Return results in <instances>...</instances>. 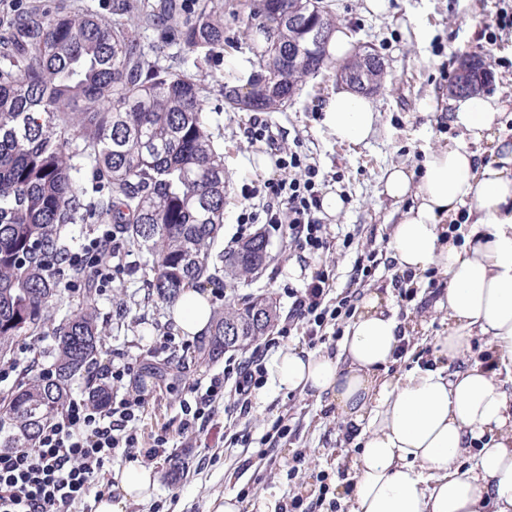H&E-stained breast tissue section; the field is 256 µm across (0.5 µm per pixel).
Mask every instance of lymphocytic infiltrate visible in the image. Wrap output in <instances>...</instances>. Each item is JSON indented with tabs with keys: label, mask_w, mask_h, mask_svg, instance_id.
<instances>
[{
	"label": "lymphocytic infiltrate",
	"mask_w": 512,
	"mask_h": 512,
	"mask_svg": "<svg viewBox=\"0 0 512 512\" xmlns=\"http://www.w3.org/2000/svg\"><path fill=\"white\" fill-rule=\"evenodd\" d=\"M276 165L285 175L258 184L255 192L267 204L262 210L241 213L239 240L249 238L252 225L268 224L284 228L289 241L309 254L329 249L330 227L317 217L321 209L317 166L293 150L280 153ZM330 279V271L321 270L304 287H287V322L265 336L248 357L229 356L223 372L193 386L176 432H196L213 420L223 404L247 416L253 396L267 382L266 357L271 349L297 331L309 346H317L324 342L330 322L350 318L353 293L330 300ZM143 406L141 398L124 397L94 407L82 395H74L61 413L47 421L35 447L0 451V512H68L88 495L105 494L100 477L115 458L150 464L166 456L173 435L169 431L156 434L147 447L139 440L135 423Z\"/></svg>",
	"instance_id": "1"
}]
</instances>
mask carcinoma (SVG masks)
<instances>
[{"label":"carcinoma","mask_w":512,"mask_h":512,"mask_svg":"<svg viewBox=\"0 0 512 512\" xmlns=\"http://www.w3.org/2000/svg\"><path fill=\"white\" fill-rule=\"evenodd\" d=\"M299 5L244 0L238 18L248 66L209 83L188 64L224 54V0H116L110 24L88 10L39 3L14 20L0 51V363L12 360L23 336L50 333L55 346L51 362L36 363L20 388L0 393L1 448L34 447L79 378L92 404L109 398L89 377L105 354L95 272L70 260L63 228L111 225L162 305L221 271L233 288L267 263L269 240L259 231L215 251L224 157L206 103L216 92L231 110L276 112L298 82L327 65L326 45L300 43L295 29L330 32L333 11L315 17ZM129 14L141 30L128 29ZM246 85L247 101L238 94ZM272 306L253 297L213 309L195 356L213 362L264 335L274 323L254 317ZM229 327L236 329L231 342Z\"/></svg>","instance_id":"obj_1"}]
</instances>
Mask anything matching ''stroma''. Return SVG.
I'll use <instances>...</instances> for the list:
<instances>
[{
    "mask_svg": "<svg viewBox=\"0 0 512 512\" xmlns=\"http://www.w3.org/2000/svg\"><path fill=\"white\" fill-rule=\"evenodd\" d=\"M498 4L499 0H386L384 11L374 14L366 9L364 0H332L336 24L352 35L354 50L374 48L387 71L384 84L371 95L380 114L377 132L360 145L340 142L322 122L323 105L339 87L331 66L304 78L299 94L277 112H220L217 99L208 100V107L214 110L217 145L224 154L226 204L221 248H230L234 242L243 209L262 207L263 198L251 194L253 186L278 173L274 166L258 169V156L272 158L288 148L308 155L320 170L322 188L340 190L347 201L340 216L320 218L321 223L330 224L334 236L329 250L314 257L291 249L283 233L267 230L268 264L256 277L239 283L235 291L212 294L213 306L236 297L263 295L276 303L279 316H286L284 286L303 287L317 270L325 268L333 274V293L345 291L361 246L380 259L365 289L382 290L391 285L396 271L385 262L387 240L401 206L381 195L380 180L392 165L420 170L430 152L459 139V131L449 127L445 113L448 81L462 54H483L491 74L487 92L506 103L504 127L512 136V68L506 65L512 59V32L501 34L494 42L482 33ZM429 99L435 108L427 112L422 105ZM256 119L271 127L273 144L251 140L248 130ZM351 231L356 237L349 246L343 237ZM443 281L436 271L418 277L414 285L417 304L399 308L400 317L410 318L414 329L401 358L392 364V372L430 363L434 340L447 335L448 319L435 309L432 295L434 284ZM98 307L112 357L140 369L135 378L126 381L124 390L142 396L145 402L137 430L142 443H150L161 430L177 428L181 402L189 388L198 379L221 372L224 363L195 360V340L178 333L176 324L169 321L168 308L146 299L140 274L134 269L117 270L114 282L103 288ZM165 331L175 333L177 348L148 357V348ZM325 409V402L266 385L256 395L246 419L253 438L251 447L225 444L228 417L217 414L201 435L177 437L172 458L152 465L156 475L152 497L126 502L122 512H213L225 495H240L244 487L249 494L240 496L242 512H280L281 505L318 487L321 475L332 472L343 456L355 451L345 438V425L326 416ZM281 414L287 415L291 434L279 443L277 460L272 463L257 450L272 421ZM299 449L305 450L307 459L292 479L288 463ZM177 460L182 463L178 470L173 467Z\"/></svg>",
    "mask_w": 512,
    "mask_h": 512,
    "instance_id": "stroma-1",
    "label": "stroma"
}]
</instances>
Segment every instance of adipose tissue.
<instances>
[{"instance_id": "adipose-tissue-1", "label": "adipose tissue", "mask_w": 512, "mask_h": 512, "mask_svg": "<svg viewBox=\"0 0 512 512\" xmlns=\"http://www.w3.org/2000/svg\"><path fill=\"white\" fill-rule=\"evenodd\" d=\"M506 106L491 96L455 102L448 123L462 139L432 152L421 172L387 169L381 192L410 205L393 224L388 249L400 271H440L446 291L436 303L448 333L435 354L455 369H415L394 379L379 373L408 337L389 293L372 291L347 325L337 353L279 350L268 363L279 389L329 398L362 446L350 458V512H512V140L499 134ZM371 99L343 88L323 107V123L340 141L362 144L377 130ZM490 142V157L476 144ZM466 212L463 238L449 236V216ZM186 336L206 330L209 293L184 290L170 308ZM488 354L470 359L471 339ZM476 460L468 469L458 462Z\"/></svg>"}]
</instances>
